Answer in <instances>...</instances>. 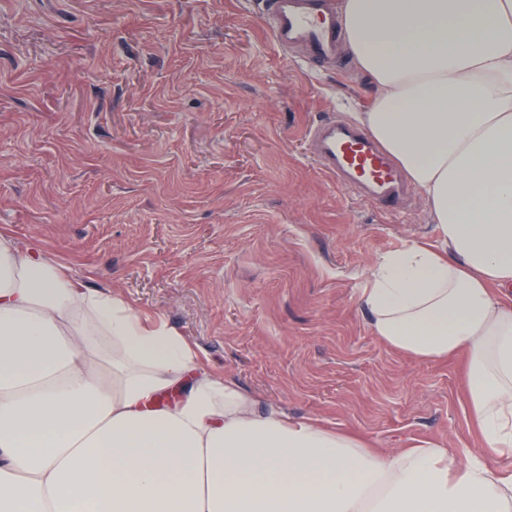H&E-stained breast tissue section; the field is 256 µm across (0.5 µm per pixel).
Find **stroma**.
Wrapping results in <instances>:
<instances>
[{
	"mask_svg": "<svg viewBox=\"0 0 512 512\" xmlns=\"http://www.w3.org/2000/svg\"><path fill=\"white\" fill-rule=\"evenodd\" d=\"M372 85L281 52L262 0H0V230L39 242L202 352L259 408L383 452L480 445L465 363L388 348L370 267L436 245L425 198L390 216L305 150Z\"/></svg>",
	"mask_w": 512,
	"mask_h": 512,
	"instance_id": "obj_1",
	"label": "stroma"
}]
</instances>
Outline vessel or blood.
Listing matches in <instances>:
<instances>
[{
    "mask_svg": "<svg viewBox=\"0 0 512 512\" xmlns=\"http://www.w3.org/2000/svg\"><path fill=\"white\" fill-rule=\"evenodd\" d=\"M263 17L280 49L306 47L310 62L335 65L341 54V20L329 0H263ZM306 150L342 189L386 213L398 212L409 194L387 152L346 120L327 117L310 126Z\"/></svg>",
    "mask_w": 512,
    "mask_h": 512,
    "instance_id": "obj_1",
    "label": "vessel or blood"
}]
</instances>
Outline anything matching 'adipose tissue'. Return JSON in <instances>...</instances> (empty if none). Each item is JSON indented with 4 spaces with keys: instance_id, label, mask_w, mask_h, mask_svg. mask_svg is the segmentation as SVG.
<instances>
[{
    "instance_id": "1",
    "label": "adipose tissue",
    "mask_w": 512,
    "mask_h": 512,
    "mask_svg": "<svg viewBox=\"0 0 512 512\" xmlns=\"http://www.w3.org/2000/svg\"><path fill=\"white\" fill-rule=\"evenodd\" d=\"M357 121L440 248L381 257L390 349L466 362L479 452L378 454L204 369L197 348L0 232V512H512V0H342Z\"/></svg>"
}]
</instances>
